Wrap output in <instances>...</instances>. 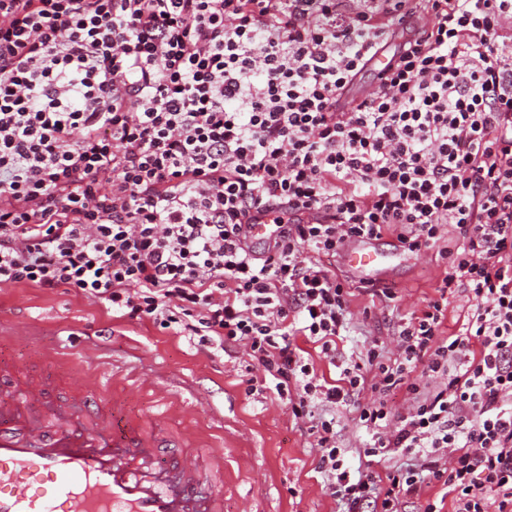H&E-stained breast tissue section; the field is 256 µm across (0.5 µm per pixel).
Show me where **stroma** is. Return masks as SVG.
<instances>
[{
  "instance_id": "1",
  "label": "stroma",
  "mask_w": 512,
  "mask_h": 512,
  "mask_svg": "<svg viewBox=\"0 0 512 512\" xmlns=\"http://www.w3.org/2000/svg\"><path fill=\"white\" fill-rule=\"evenodd\" d=\"M376 246L392 256L376 286L397 293L399 310L353 287V331L338 345L346 358L389 342L397 315L421 310L436 295L441 269L430 254L400 252L390 237ZM0 356L22 374L45 378L55 400L91 378L104 409L139 415L170 408L173 429L223 445L224 512H343L316 470L319 451L306 422L272 392L249 393L260 372L245 343L202 344L149 320L113 317L106 304L72 288L20 284L0 288ZM336 422L348 466L377 470L362 453L367 436L352 410L337 408Z\"/></svg>"
}]
</instances>
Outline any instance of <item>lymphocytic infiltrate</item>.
Here are the masks:
<instances>
[{
    "mask_svg": "<svg viewBox=\"0 0 512 512\" xmlns=\"http://www.w3.org/2000/svg\"><path fill=\"white\" fill-rule=\"evenodd\" d=\"M407 16L428 23L339 106ZM386 236L434 253L437 295L391 354L317 378L292 339L337 360L336 259ZM19 284L246 342L346 512H403L429 481L452 512H512V0H0V286ZM350 403L364 455L408 465L346 466Z\"/></svg>",
    "mask_w": 512,
    "mask_h": 512,
    "instance_id": "f902f5d3",
    "label": "lymphocytic infiltrate"
}]
</instances>
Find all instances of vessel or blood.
Returning a JSON list of instances; mask_svg holds the SVG:
<instances>
[{
	"label": "vessel or blood",
	"instance_id": "b4317fda",
	"mask_svg": "<svg viewBox=\"0 0 512 512\" xmlns=\"http://www.w3.org/2000/svg\"><path fill=\"white\" fill-rule=\"evenodd\" d=\"M361 279L382 273L371 244L347 249ZM46 384L0 362V512H224V452L201 465L163 463L178 447L164 415L120 417L91 387L44 411Z\"/></svg>",
	"mask_w": 512,
	"mask_h": 512
}]
</instances>
